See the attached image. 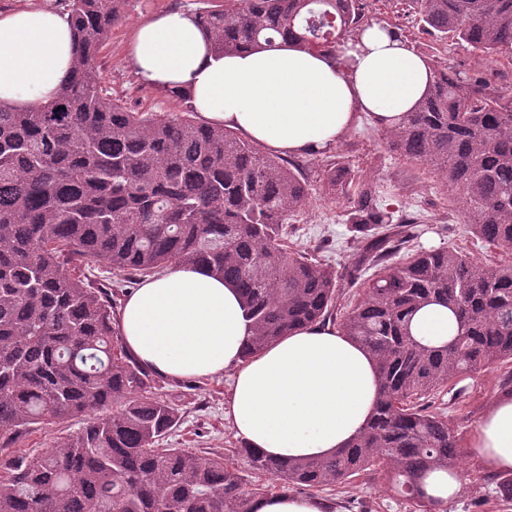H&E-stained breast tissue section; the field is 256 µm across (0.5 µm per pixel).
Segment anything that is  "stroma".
<instances>
[{
    "label": "stroma",
    "mask_w": 512,
    "mask_h": 512,
    "mask_svg": "<svg viewBox=\"0 0 512 512\" xmlns=\"http://www.w3.org/2000/svg\"><path fill=\"white\" fill-rule=\"evenodd\" d=\"M202 6V0H129L99 53L101 84L107 95L136 112L175 115L185 111V103L138 79L128 60V44L134 27L149 16L173 7L193 13ZM372 16L398 25L420 56L438 57L471 75L484 76L495 68L494 63L472 48L454 42L440 43L423 29L416 8L406 6L396 12L383 6L373 11ZM337 161L348 166L356 180L372 184L383 205L422 217L427 225L419 240L422 247H451L478 261H512V252L489 248L477 239L469 225L462 222L461 197L448 190L436 175L428 173L424 165L391 152L383 128L366 115L361 116L338 146L296 157V164L309 180L310 194L306 205L293 218L295 231L288 239L291 249L311 252L339 271L352 266L359 245L347 222L350 205L344 196L330 193L324 185L326 170ZM502 374V368L495 366L475 375L468 381V397L455 404L441 403L439 410L447 417L461 445H468L476 424L500 395ZM165 386L181 409V421L166 437V445L203 457L231 455L240 439L224 418L228 395L225 377L169 380ZM462 464L463 485L454 512H512V506H503L491 487L485 485L486 471L477 460L466 455ZM323 496L336 503L335 512H414L413 505L398 497L381 479L357 480L324 491Z\"/></svg>",
    "instance_id": "obj_1"
}]
</instances>
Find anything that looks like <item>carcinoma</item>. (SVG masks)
<instances>
[{
  "instance_id": "1",
  "label": "carcinoma",
  "mask_w": 512,
  "mask_h": 512,
  "mask_svg": "<svg viewBox=\"0 0 512 512\" xmlns=\"http://www.w3.org/2000/svg\"><path fill=\"white\" fill-rule=\"evenodd\" d=\"M194 13L217 54L292 41L334 55L372 25L358 0H232ZM419 4L420 22L490 59L512 61V0ZM127 0H68L72 72L49 105L0 106V452L52 420L78 432L38 456L15 454L0 479V512H253L273 491L324 490L381 478L419 512H451L426 496L435 470L461 472L459 438L434 399L466 397L460 382L512 367V263L454 248L417 249V221L392 223L363 191L349 223L362 246L343 273L284 240L309 196L299 171L239 132L178 115L134 112L104 93L99 53ZM415 109L386 129L388 148L431 167L463 194V215L488 246L512 251V88L434 58ZM329 189L349 195L337 163ZM403 258L397 262L392 258ZM104 263L120 287L172 265H202L234 282L250 320L249 358L296 328L334 319L344 290L374 270L341 330L377 362L379 400L365 429L326 459H274L240 443L269 477L254 484L221 455L163 440L181 420L157 374L113 327L119 294L92 278ZM438 303L457 318L451 341L426 345L412 315ZM117 411L103 416L100 411ZM512 502V478H492Z\"/></svg>"
}]
</instances>
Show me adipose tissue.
Instances as JSON below:
<instances>
[{
    "mask_svg": "<svg viewBox=\"0 0 512 512\" xmlns=\"http://www.w3.org/2000/svg\"><path fill=\"white\" fill-rule=\"evenodd\" d=\"M75 51L68 15L45 6L0 12V104L49 103ZM129 57L141 81L188 93L205 124L283 155L335 147L363 113L393 127L429 82L424 59L377 26L332 58L295 45L224 56L180 9L138 24ZM115 327L141 363L167 378L229 374L232 428L272 458L331 456L363 430L378 402L376 363L328 325L295 329L244 358L250 323L240 292L201 265L171 266L148 278L127 294ZM410 331L439 345L456 336L458 322L447 307L428 304L413 315ZM468 453L488 471H512V395L494 400Z\"/></svg>",
    "mask_w": 512,
    "mask_h": 512,
    "instance_id": "adipose-tissue-1",
    "label": "adipose tissue"
}]
</instances>
